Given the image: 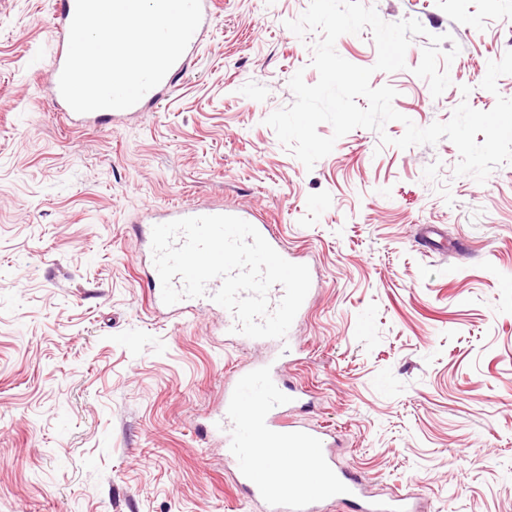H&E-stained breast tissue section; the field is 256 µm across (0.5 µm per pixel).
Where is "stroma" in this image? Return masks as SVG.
<instances>
[{
  "label": "stroma",
  "mask_w": 512,
  "mask_h": 512,
  "mask_svg": "<svg viewBox=\"0 0 512 512\" xmlns=\"http://www.w3.org/2000/svg\"><path fill=\"white\" fill-rule=\"evenodd\" d=\"M417 19L406 69L375 71L425 127L461 101L512 99L481 72L512 50V0H364ZM309 0H220L170 96L129 126L75 128L41 84L52 0H0V512H263L205 428L224 380L264 350L223 315L152 308L143 211L204 197L257 209L310 254L320 287L288 379L336 434V457L422 512H512V164L458 177L456 146L402 150L356 128L313 169L266 125L289 81L315 84L321 35L287 27ZM459 47L433 97L414 69L429 35ZM469 95H462V86ZM448 253L422 248V225Z\"/></svg>",
  "instance_id": "35a3bbf8"
}]
</instances>
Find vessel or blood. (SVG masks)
Segmentation results:
<instances>
[{
	"label": "vessel or blood",
	"mask_w": 512,
	"mask_h": 512,
	"mask_svg": "<svg viewBox=\"0 0 512 512\" xmlns=\"http://www.w3.org/2000/svg\"><path fill=\"white\" fill-rule=\"evenodd\" d=\"M75 5L76 0H55L51 32L56 51L47 96L72 126L117 128L133 115L159 108L169 96L175 78L196 58L210 32L217 0H201L202 20L185 52L161 83L138 103L123 110L101 109L84 114L75 112L59 89ZM227 213L257 224L260 234L283 258L298 262V255L288 249L274 226L258 224L256 216L245 209L172 203L149 209L148 216L156 225L184 217ZM220 286V280H212L205 296L185 298L168 306L162 300L161 280L156 277L152 280L150 301L155 307H167L170 315L180 316L214 308L212 296ZM273 345L274 352L265 360L237 366L224 385V411L212 423L213 432L223 436L224 457L235 467L240 486L262 500L267 512H323L325 506L334 503L350 504L355 512H414L411 494L387 500L374 498L363 478L339 465L327 432L290 420V412L302 401L303 390L285 385L282 378L292 349L280 339L274 340Z\"/></svg>",
	"instance_id": "1"
}]
</instances>
